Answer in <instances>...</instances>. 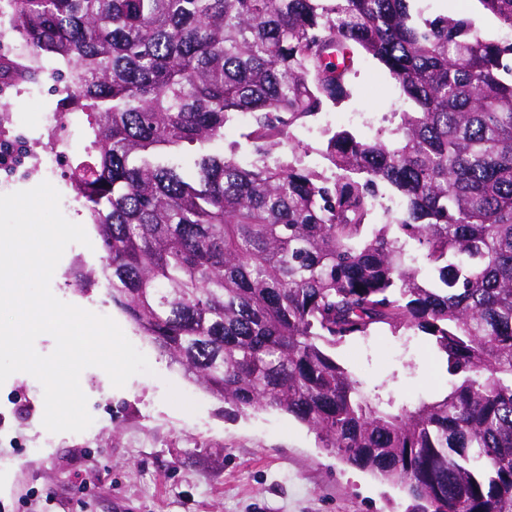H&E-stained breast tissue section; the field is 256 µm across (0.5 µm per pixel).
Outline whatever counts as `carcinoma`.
Here are the masks:
<instances>
[{
	"instance_id": "cac0c4a2",
	"label": "carcinoma",
	"mask_w": 512,
	"mask_h": 512,
	"mask_svg": "<svg viewBox=\"0 0 512 512\" xmlns=\"http://www.w3.org/2000/svg\"><path fill=\"white\" fill-rule=\"evenodd\" d=\"M411 2L0 0L23 42L0 82L70 65L112 302L225 414L295 418L408 512H512V40ZM478 3L512 32V0ZM360 54L414 104L395 137L332 131L321 172L279 152ZM240 114L234 154L206 152ZM379 330L426 335L446 394L400 405L336 361Z\"/></svg>"
}]
</instances>
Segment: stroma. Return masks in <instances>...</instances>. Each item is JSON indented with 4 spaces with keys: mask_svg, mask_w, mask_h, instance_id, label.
<instances>
[{
    "mask_svg": "<svg viewBox=\"0 0 512 512\" xmlns=\"http://www.w3.org/2000/svg\"><path fill=\"white\" fill-rule=\"evenodd\" d=\"M346 89L335 107L290 130V144L310 147L312 165L323 163L317 150L325 130L368 139L372 126L394 130L400 113L413 107L369 57L358 61ZM64 97L62 84L47 77L33 90L14 87L0 104L37 140L46 138L44 118L61 111ZM350 112L365 113V123L349 122ZM88 143L87 134L76 137L54 174L0 178V194L46 181L60 193L66 219H85L90 243L66 248L50 289L63 302L108 312L152 371L118 389L101 368L83 370L80 386L93 422L80 433L44 428L43 388L30 374L14 373L1 384L0 512H406L410 501L400 488L346 465L288 415L225 417L223 402L185 377L113 304L109 282L97 275L103 251L95 226L72 199L70 175ZM91 273L94 285L79 291L77 276ZM336 358L399 404L448 387L444 366L421 335L379 331L338 347Z\"/></svg>",
    "mask_w": 512,
    "mask_h": 512,
    "instance_id": "stroma-1",
    "label": "stroma"
}]
</instances>
